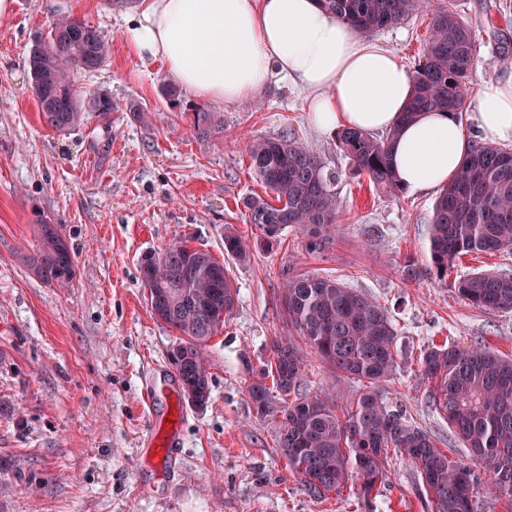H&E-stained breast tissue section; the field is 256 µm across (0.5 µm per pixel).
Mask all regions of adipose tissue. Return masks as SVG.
Masks as SVG:
<instances>
[{
	"mask_svg": "<svg viewBox=\"0 0 512 512\" xmlns=\"http://www.w3.org/2000/svg\"><path fill=\"white\" fill-rule=\"evenodd\" d=\"M132 55L161 63L184 90L226 104L256 97L271 81L305 96L320 129L397 130L392 164L413 192L446 187L483 141L512 144V76L486 80L472 120L423 112L402 122L414 78L398 56L316 0H141L125 17Z\"/></svg>",
	"mask_w": 512,
	"mask_h": 512,
	"instance_id": "ef3b65f1",
	"label": "adipose tissue"
}]
</instances>
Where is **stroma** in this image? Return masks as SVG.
<instances>
[{
    "mask_svg": "<svg viewBox=\"0 0 512 512\" xmlns=\"http://www.w3.org/2000/svg\"><path fill=\"white\" fill-rule=\"evenodd\" d=\"M139 0H16L0 23V512H433L413 464L391 454L382 483L362 496L358 483L312 493L288 466L270 422L248 397L254 374L288 324L278 300L283 272L339 279L384 304L398 330V367L383 385L390 401L465 464L473 459L426 398L417 374L428 345L479 344L512 358V310L476 308L450 279L474 270H512V253L460 259L448 281L411 278L410 263L429 266L433 192L390 194L353 176L335 134L314 126L299 90L268 84L259 98L206 102L221 118L211 137L195 138L190 106L164 95L161 64L132 57L123 18ZM475 35L474 92L512 73V0H455ZM97 26L111 46L84 83L111 94L110 124L89 117L68 134L43 123L26 58L32 39L56 14ZM429 16L415 14L375 32V39L414 66L430 36ZM148 112L136 121L129 105ZM295 133L340 174L338 235L321 254L307 253L292 230L273 248L246 223L244 201L264 194L249 166L257 137ZM63 225L77 276L66 288L39 280L33 253L39 218ZM253 245L248 262L224 254V232ZM210 252L238 289L237 303L207 348V408L179 400L183 414L177 476L150 455L162 388L180 392L169 361L176 335L150 313L139 264L170 243ZM304 392L335 394L349 404L357 385L310 357Z\"/></svg>",
    "mask_w": 512,
    "mask_h": 512,
    "instance_id": "1",
    "label": "stroma"
}]
</instances>
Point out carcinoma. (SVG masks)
Here are the masks:
<instances>
[{
  "label": "carcinoma",
  "instance_id": "cac0c4a2",
  "mask_svg": "<svg viewBox=\"0 0 512 512\" xmlns=\"http://www.w3.org/2000/svg\"><path fill=\"white\" fill-rule=\"evenodd\" d=\"M322 9L365 34L398 24L415 13L432 15L431 36L416 65L414 91L402 120L423 111L457 115L469 91L475 62L472 30L454 0H318ZM110 53L99 28L69 15L56 17L32 42L27 58L31 87L43 122L66 134L80 126L89 110L106 124L117 105L103 91L87 92L78 75L98 69ZM190 129L199 139L218 128L216 114L198 106ZM397 131L377 138L345 128L337 142L353 172L390 193L404 191L392 165ZM261 184L274 202L260 195L245 201L248 223L274 246L292 229L305 251L321 253L336 242L338 172L324 158L289 134L257 137L248 148ZM40 241L27 257L44 283L69 286L76 277L74 254L63 226L44 218L34 224ZM431 267L443 278L454 262L473 254L512 251V150L475 143L457 177L437 197L428 231ZM224 252L245 262L251 244L224 234ZM150 263L148 304L155 319L177 335L171 355L178 380L209 377L205 347L226 323L238 290L211 253L177 241ZM177 300L165 313L153 305L154 293L175 282ZM454 292L477 307L512 309V272L476 271L453 280ZM279 299L288 335L276 339L248 388L259 418L275 427L278 447L289 468L313 492L339 491L357 476L369 496L382 481L388 451L406 457L417 470L435 512H474L478 476L438 448L431 432L412 423L386 401L382 386L397 367L398 332L386 306L338 279L307 273L282 275ZM358 384L344 408L332 396L300 392L307 356ZM418 374L427 399L488 472L492 489L512 499V359L480 345H431L422 351Z\"/></svg>",
  "mask_w": 512,
  "mask_h": 512
}]
</instances>
